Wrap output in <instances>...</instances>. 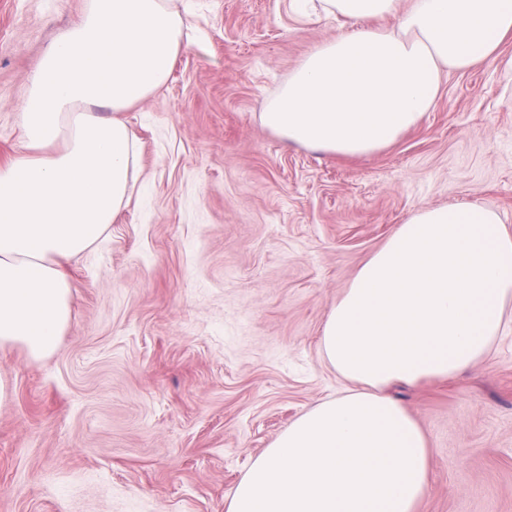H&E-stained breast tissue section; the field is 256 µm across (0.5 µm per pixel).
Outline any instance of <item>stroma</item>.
<instances>
[{"label":"stroma","mask_w":512,"mask_h":512,"mask_svg":"<svg viewBox=\"0 0 512 512\" xmlns=\"http://www.w3.org/2000/svg\"><path fill=\"white\" fill-rule=\"evenodd\" d=\"M85 0H0V163L23 156L36 61ZM191 37L125 118L132 201L69 267L53 354L0 347V512H226L253 459L342 380L321 327L360 266L425 207L512 229V42L443 76L388 149L333 157L259 114L338 20L289 0H184ZM392 396L424 432L419 512H512V325L491 356Z\"/></svg>","instance_id":"stroma-1"}]
</instances>
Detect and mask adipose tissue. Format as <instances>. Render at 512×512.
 I'll return each mask as SVG.
<instances>
[{"label":"adipose tissue","mask_w":512,"mask_h":512,"mask_svg":"<svg viewBox=\"0 0 512 512\" xmlns=\"http://www.w3.org/2000/svg\"><path fill=\"white\" fill-rule=\"evenodd\" d=\"M340 18L260 114L290 143L368 156L417 127L446 72L512 40V0H320ZM391 25H382V18ZM175 0H86L38 60L28 153L0 164V346L50 355L70 319L67 264L130 204L140 148L122 117L184 46ZM512 314V230L472 202L425 207L360 267L322 327L349 383L298 416L242 473L227 512H418L427 438L389 390L482 361Z\"/></svg>","instance_id":"adipose-tissue-1"}]
</instances>
